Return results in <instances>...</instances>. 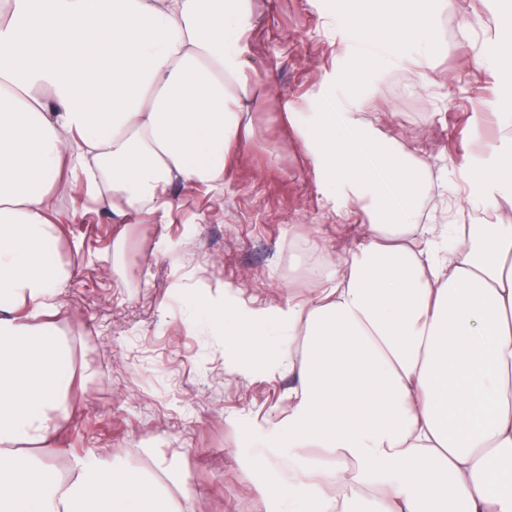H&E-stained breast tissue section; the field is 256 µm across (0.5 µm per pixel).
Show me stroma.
<instances>
[{
    "label": "stroma",
    "mask_w": 512,
    "mask_h": 512,
    "mask_svg": "<svg viewBox=\"0 0 512 512\" xmlns=\"http://www.w3.org/2000/svg\"><path fill=\"white\" fill-rule=\"evenodd\" d=\"M502 0H445L436 57L422 87L409 68L386 64L364 86L380 125L423 148L431 177L460 182L484 145H508L496 115L512 66L492 38ZM261 23L246 57L267 86L256 95L259 134L242 146L222 188L177 183L165 215L113 223L106 205L68 181L55 194L62 237L54 254L72 277L57 319L84 377L74 410L46 448L60 469L71 456L121 450L146 472L156 463L205 487L193 512H267L260 478L244 461L256 424L287 401L290 381L268 361L233 369L230 343L204 309L228 293L279 306L314 295L325 257L364 242L355 205L317 187L285 111L344 112L359 35L345 0H257Z\"/></svg>",
    "instance_id": "1"
}]
</instances>
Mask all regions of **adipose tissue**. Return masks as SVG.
Returning a JSON list of instances; mask_svg holds the SVG:
<instances>
[{
  "mask_svg": "<svg viewBox=\"0 0 512 512\" xmlns=\"http://www.w3.org/2000/svg\"><path fill=\"white\" fill-rule=\"evenodd\" d=\"M442 0H388L408 22L374 31L353 0L344 21L377 65L424 71ZM254 0H0V512H189L188 475L166 484L117 452L33 454L73 405L72 351L56 331L71 270L53 258L62 173L112 217L166 213L177 182L223 186L230 150L256 136L245 53ZM288 113L317 186L368 222L362 246L303 302L209 299L244 353L288 374L287 408L259 425L250 466L269 512H512V218L458 233L424 221L422 154L368 121ZM381 159L365 172L344 127ZM468 167L482 195L512 197V149Z\"/></svg>",
  "mask_w": 512,
  "mask_h": 512,
  "instance_id": "ef3b65f1",
  "label": "adipose tissue"
}]
</instances>
